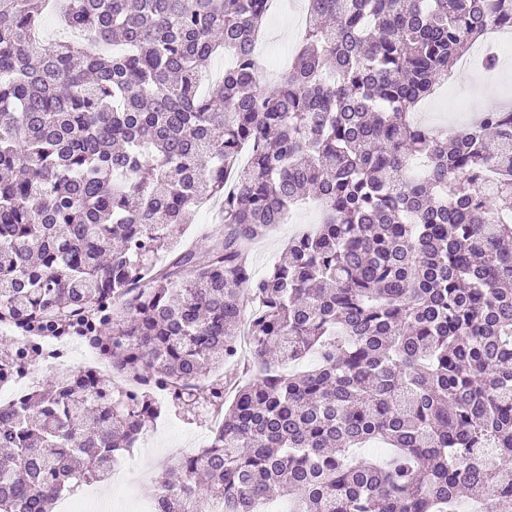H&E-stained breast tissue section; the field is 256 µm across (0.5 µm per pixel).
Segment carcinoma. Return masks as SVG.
Listing matches in <instances>:
<instances>
[{
	"label": "carcinoma",
	"mask_w": 512,
	"mask_h": 512,
	"mask_svg": "<svg viewBox=\"0 0 512 512\" xmlns=\"http://www.w3.org/2000/svg\"><path fill=\"white\" fill-rule=\"evenodd\" d=\"M64 2L88 43L35 47L43 0H0V325L78 323L125 386L85 367L0 407V512L108 478L158 393L222 417L160 512L512 509V108L410 120L512 0H308L270 86L268 0ZM207 199L202 260L177 234ZM306 203L257 276L250 245ZM0 343L2 384L29 349Z\"/></svg>",
	"instance_id": "1"
}]
</instances>
